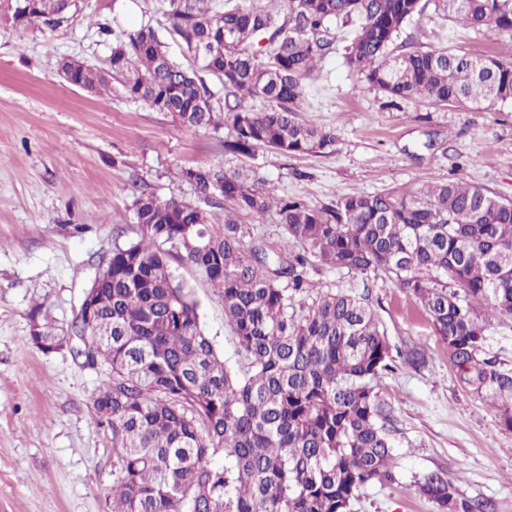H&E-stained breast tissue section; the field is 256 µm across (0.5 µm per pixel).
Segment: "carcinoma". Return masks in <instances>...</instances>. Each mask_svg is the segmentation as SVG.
Instances as JSON below:
<instances>
[{
    "label": "carcinoma",
    "instance_id": "1",
    "mask_svg": "<svg viewBox=\"0 0 512 512\" xmlns=\"http://www.w3.org/2000/svg\"><path fill=\"white\" fill-rule=\"evenodd\" d=\"M172 33L217 76L215 97L150 27L111 48L107 66L67 59L72 86L112 84L172 122L228 130L224 162L180 180L207 208L140 192L138 238L114 244L96 281L101 304L76 358L107 369L92 406L112 434V512H351L358 491L393 479L392 430L378 382L397 348L365 295L320 293L310 272L386 276L426 314L460 384L512 430V369L491 356L492 320L512 317V200L455 180L342 195L321 207L275 198L247 164L259 149L330 154L334 132L300 119L315 69L342 52L349 74L390 101L491 109L512 102V58L400 40L423 0H165ZM453 24L512 37V0H435ZM14 26L65 27L76 0H14ZM260 99L262 110L247 104ZM274 214L276 249L253 225ZM198 270L248 361L240 374L201 328L176 274ZM30 314V343L63 336ZM439 512H486L440 475L417 482Z\"/></svg>",
    "mask_w": 512,
    "mask_h": 512
}]
</instances>
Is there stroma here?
<instances>
[{
    "label": "stroma",
    "instance_id": "35a3bbf8",
    "mask_svg": "<svg viewBox=\"0 0 512 512\" xmlns=\"http://www.w3.org/2000/svg\"><path fill=\"white\" fill-rule=\"evenodd\" d=\"M164 0H80L57 33L15 28L0 0V512H111L112 439L91 396L102 369L63 349L30 343L29 311L67 334L97 265L114 242L136 240L139 189L198 201L181 169L224 157L225 130L176 125L142 103L67 84L62 59L104 65L110 48L143 26L172 44ZM424 42L474 55L512 57V38L453 25L427 5ZM334 131L336 150L318 156L258 150L253 164L276 197L316 205L338 194L415 188L448 178L512 199V104L493 109L386 103L361 90L340 57L316 73L301 114ZM200 302L217 353L239 368L224 309L191 267L178 268ZM372 307L392 344H414L425 369L397 364L380 381L396 441L393 480L367 485L353 512H438L416 482L437 473L461 495L512 512V431L496 410L460 386L427 317L387 279H369Z\"/></svg>",
    "mask_w": 512,
    "mask_h": 512
}]
</instances>
